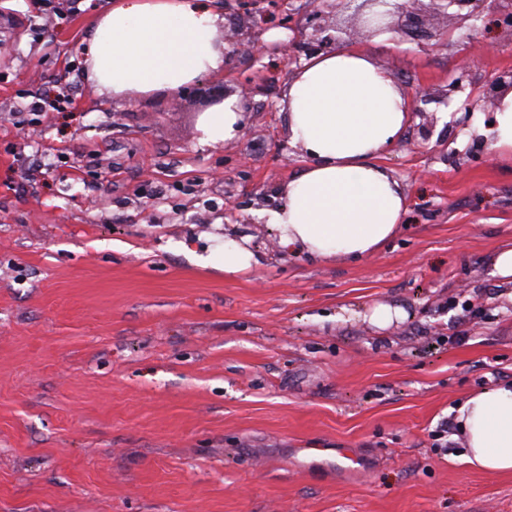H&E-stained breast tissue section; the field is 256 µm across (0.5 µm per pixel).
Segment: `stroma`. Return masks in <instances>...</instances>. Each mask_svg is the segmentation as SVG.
<instances>
[{
    "mask_svg": "<svg viewBox=\"0 0 512 512\" xmlns=\"http://www.w3.org/2000/svg\"><path fill=\"white\" fill-rule=\"evenodd\" d=\"M112 3L0 0V512H512V475L440 433L512 379V278L492 273L512 165L435 102L459 61L478 89L512 71V34L362 39L338 10L346 46L427 88L437 118L379 156L406 225L351 265L282 252L267 222L304 164L279 156L286 80L240 49L222 79L257 87L246 132L201 145L192 95L99 96L81 49ZM46 93L71 110L33 116ZM228 236L244 275L205 262ZM379 303L404 320L374 326ZM308 448L361 464L308 469Z\"/></svg>",
    "mask_w": 512,
    "mask_h": 512,
    "instance_id": "35a3bbf8",
    "label": "stroma"
}]
</instances>
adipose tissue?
<instances>
[{
  "label": "adipose tissue",
  "instance_id": "adipose-tissue-1",
  "mask_svg": "<svg viewBox=\"0 0 512 512\" xmlns=\"http://www.w3.org/2000/svg\"><path fill=\"white\" fill-rule=\"evenodd\" d=\"M224 13L212 0H114L84 53L99 93L115 97L177 93L201 73L224 69ZM293 145L309 159L282 190L268 221L289 252L356 264L401 231L404 190L377 158L409 121L393 75L365 53L334 48L305 61L281 101ZM242 115L236 97L200 121L199 141L233 139ZM472 132L512 159V91L492 126ZM459 458L491 475L512 474V381L474 392L456 410Z\"/></svg>",
  "mask_w": 512,
  "mask_h": 512
}]
</instances>
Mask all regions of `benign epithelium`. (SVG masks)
Wrapping results in <instances>:
<instances>
[{"instance_id": "obj_1", "label": "benign epithelium", "mask_w": 512, "mask_h": 512, "mask_svg": "<svg viewBox=\"0 0 512 512\" xmlns=\"http://www.w3.org/2000/svg\"><path fill=\"white\" fill-rule=\"evenodd\" d=\"M356 0H320L319 4L312 7L305 14L304 22H299L295 14L285 12L274 21V26L286 28L291 31L287 42L267 43L259 39L261 32L266 30L265 15L249 8L239 16L242 21L240 33L236 39L224 38L228 49L224 50L225 63H230L235 56L233 47L242 43L257 52L259 57L268 56L286 64L299 63L300 58H310L325 52L341 42L338 33L342 28L336 25L334 19L336 11L341 4L351 5ZM408 6L400 0H361V4L355 6V15L360 17L361 34L367 37H375L385 30H393L398 33L414 36L434 38L441 45H448L458 29H474L475 21L479 20L485 12V5L489 0H430L432 11L436 15L451 16L457 25L446 29L430 31L425 27L423 16L415 11L414 4L420 0H410ZM509 8L496 10L490 13V19L495 28L512 34V0H505ZM468 81L467 64L459 62L456 76L448 83V93L445 94L444 103L450 104L451 96L457 92L466 90ZM512 90V72L502 75L487 88L476 91H468V94L457 111L464 113L458 120L459 127L468 125L470 114L474 111V95L482 98L495 106L503 96L505 90ZM190 92L210 105H219L229 96L226 87L213 83L208 77L195 81L190 87Z\"/></svg>"}]
</instances>
